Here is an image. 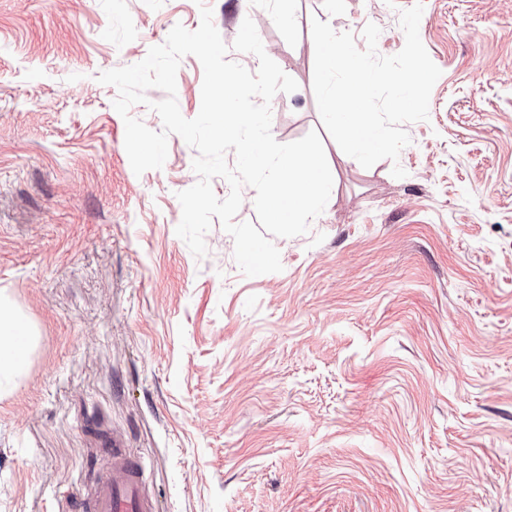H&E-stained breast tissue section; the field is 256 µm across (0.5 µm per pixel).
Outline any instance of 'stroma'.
Masks as SVG:
<instances>
[{
    "label": "stroma",
    "instance_id": "1",
    "mask_svg": "<svg viewBox=\"0 0 512 512\" xmlns=\"http://www.w3.org/2000/svg\"><path fill=\"white\" fill-rule=\"evenodd\" d=\"M415 0H0V299L34 332L0 387V512H64L121 439L158 512H512V0H422L441 76L398 161L369 168L322 122L311 22L380 55ZM211 7L227 58L251 18L298 88L274 138L321 134L333 187L283 269L245 276L213 222L175 229L197 155L135 175L118 92ZM203 69L177 73L181 114ZM401 165L406 177L392 176Z\"/></svg>",
    "mask_w": 512,
    "mask_h": 512
}]
</instances>
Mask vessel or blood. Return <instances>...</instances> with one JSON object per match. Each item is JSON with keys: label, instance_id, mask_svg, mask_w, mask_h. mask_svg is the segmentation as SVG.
Listing matches in <instances>:
<instances>
[{"label": "vessel or blood", "instance_id": "b4317fda", "mask_svg": "<svg viewBox=\"0 0 512 512\" xmlns=\"http://www.w3.org/2000/svg\"><path fill=\"white\" fill-rule=\"evenodd\" d=\"M102 447L111 452L112 466L98 479L94 493L81 503L82 512H156L140 464L127 455L119 440L105 441Z\"/></svg>", "mask_w": 512, "mask_h": 512}]
</instances>
